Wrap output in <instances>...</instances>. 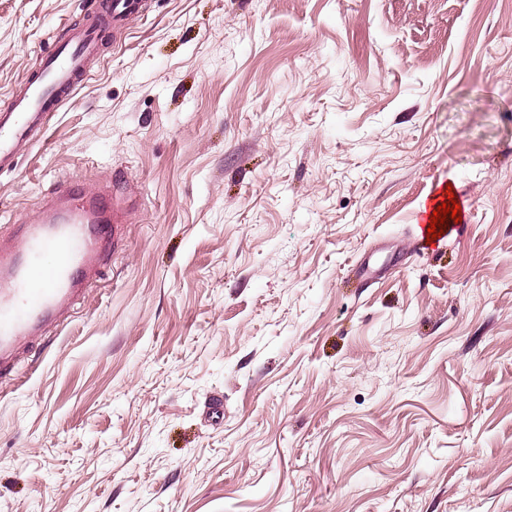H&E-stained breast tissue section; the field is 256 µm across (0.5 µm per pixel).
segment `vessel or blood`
Returning <instances> with one entry per match:
<instances>
[{
  "label": "vessel or blood",
  "instance_id": "vessel-or-blood-1",
  "mask_svg": "<svg viewBox=\"0 0 512 512\" xmlns=\"http://www.w3.org/2000/svg\"><path fill=\"white\" fill-rule=\"evenodd\" d=\"M138 0H106L103 21L121 28ZM100 27L53 46L33 76L0 100V168L16 148L41 135L53 112L82 85L98 55ZM127 216L104 193L75 196L61 184L40 213L0 237V377L12 374L33 337L64 317L75 298L102 278Z\"/></svg>",
  "mask_w": 512,
  "mask_h": 512
}]
</instances>
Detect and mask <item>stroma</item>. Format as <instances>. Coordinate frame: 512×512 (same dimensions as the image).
Masks as SVG:
<instances>
[{"mask_svg": "<svg viewBox=\"0 0 512 512\" xmlns=\"http://www.w3.org/2000/svg\"><path fill=\"white\" fill-rule=\"evenodd\" d=\"M102 2L0 0V97ZM101 36L0 170V235L63 182L130 217L0 382V512H512V0H145Z\"/></svg>", "mask_w": 512, "mask_h": 512, "instance_id": "35a3bbf8", "label": "stroma"}]
</instances>
